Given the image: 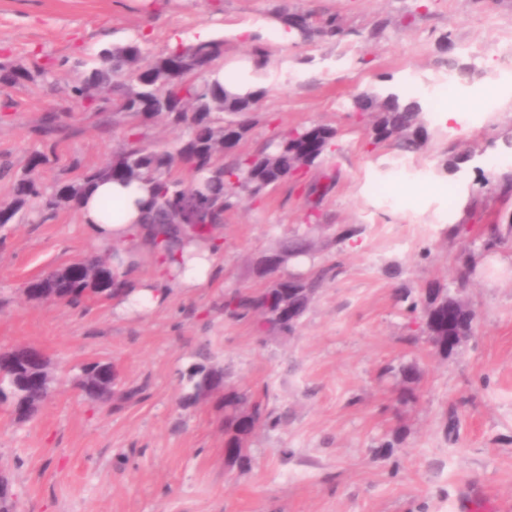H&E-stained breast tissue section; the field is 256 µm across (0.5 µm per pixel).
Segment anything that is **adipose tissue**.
<instances>
[{
	"label": "adipose tissue",
	"instance_id": "1",
	"mask_svg": "<svg viewBox=\"0 0 512 512\" xmlns=\"http://www.w3.org/2000/svg\"><path fill=\"white\" fill-rule=\"evenodd\" d=\"M149 197V187L144 183L104 178L89 187L78 205L87 235L110 249V267L117 280L125 284L121 303L126 313H146L173 285L185 289L205 287L218 269L219 248L210 241L186 236L168 259L157 260L153 278L136 276L141 251L152 248L153 231L145 223ZM110 199L122 207L119 216L111 219L102 211L103 201Z\"/></svg>",
	"mask_w": 512,
	"mask_h": 512
}]
</instances>
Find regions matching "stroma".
<instances>
[{
  "label": "stroma",
  "mask_w": 512,
  "mask_h": 512,
  "mask_svg": "<svg viewBox=\"0 0 512 512\" xmlns=\"http://www.w3.org/2000/svg\"><path fill=\"white\" fill-rule=\"evenodd\" d=\"M285 11L314 22L337 15L347 34L300 42L279 19ZM205 25L224 40V65L251 63L258 39L271 53L268 66L250 70L265 95L242 150L315 124L338 128V145L301 181L242 199L225 215L218 276L170 287L143 315L119 313L113 298L72 306L26 294L42 271L98 251L75 211L46 221L32 201L0 226V350H40L57 377L30 421L0 406V473L13 512H467L474 494L512 512V194L499 189L512 157L496 147L512 131V64L501 53L512 41V0H0V65L49 60L63 86L101 48L136 41L157 56ZM447 33L450 52L480 72L453 95L440 86ZM410 72L433 107L425 147L409 159L386 147L366 152L352 97L380 76ZM451 107L458 118L448 123ZM51 110L66 117L40 169L47 186L100 167L122 142L111 114L84 111L42 80L0 87V159L11 164L0 206L28 174ZM474 145L485 147L482 158L445 172L448 158ZM312 212L317 239L347 224L363 232L315 253V265L341 272L295 332L264 336L253 320L225 317V293L262 286L253 259L304 230ZM449 224L463 233L446 235ZM491 225L501 242L488 251ZM466 263L464 297L477 319L444 358L401 295L452 284ZM204 348L227 386L281 417L256 428L249 467L224 455L223 392L185 400ZM92 361L118 371L108 402L74 386ZM132 388L140 396L123 399Z\"/></svg>",
  "instance_id": "obj_1"
}]
</instances>
